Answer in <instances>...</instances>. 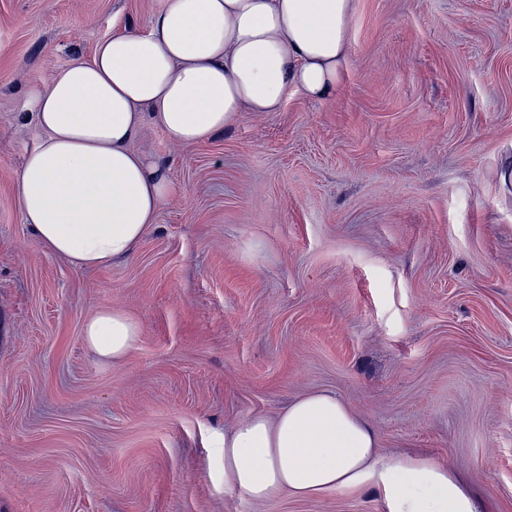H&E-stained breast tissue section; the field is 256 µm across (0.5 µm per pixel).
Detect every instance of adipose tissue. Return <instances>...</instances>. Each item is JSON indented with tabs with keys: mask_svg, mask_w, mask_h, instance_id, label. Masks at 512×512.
Returning <instances> with one entry per match:
<instances>
[{
	"mask_svg": "<svg viewBox=\"0 0 512 512\" xmlns=\"http://www.w3.org/2000/svg\"><path fill=\"white\" fill-rule=\"evenodd\" d=\"M354 0H163L147 31L73 58L36 98L43 135L17 175L25 224L78 268L131 257L178 188L135 152L144 119L177 143L221 132L240 112H274L289 91L334 94L349 64ZM138 322L103 308L85 325L101 358L127 357ZM221 446L224 490L262 502L373 485L386 512H481L435 459L378 455L375 430L330 392L292 402L276 420L242 421Z\"/></svg>",
	"mask_w": 512,
	"mask_h": 512,
	"instance_id": "ef3b65f1",
	"label": "adipose tissue"
}]
</instances>
